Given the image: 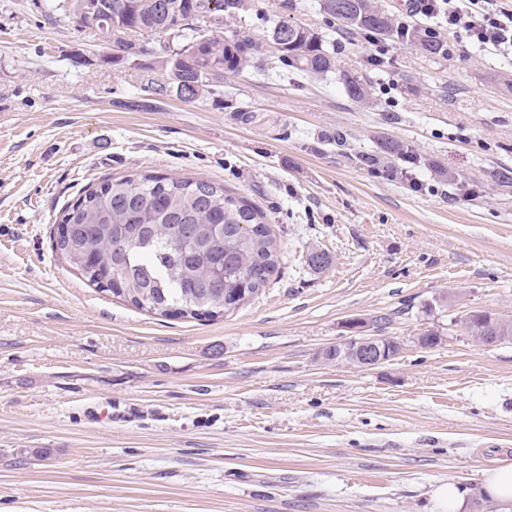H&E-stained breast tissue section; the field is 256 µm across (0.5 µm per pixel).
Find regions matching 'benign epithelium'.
Returning <instances> with one entry per match:
<instances>
[{"label": "benign epithelium", "mask_w": 512, "mask_h": 512, "mask_svg": "<svg viewBox=\"0 0 512 512\" xmlns=\"http://www.w3.org/2000/svg\"><path fill=\"white\" fill-rule=\"evenodd\" d=\"M346 328L358 335L323 350V353L335 356L340 365L356 363L363 369L376 367L392 360L394 351L401 347L394 338L375 333L365 320H350Z\"/></svg>", "instance_id": "1"}]
</instances>
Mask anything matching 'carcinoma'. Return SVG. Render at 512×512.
<instances>
[{
  "instance_id": "carcinoma-1",
  "label": "carcinoma",
  "mask_w": 512,
  "mask_h": 512,
  "mask_svg": "<svg viewBox=\"0 0 512 512\" xmlns=\"http://www.w3.org/2000/svg\"><path fill=\"white\" fill-rule=\"evenodd\" d=\"M107 8L96 23L97 35L125 57L156 52L153 40L169 37L178 45L163 56L166 81L142 87L149 101L179 95V81L194 79L193 101L224 93L210 75L260 69L263 45L250 38L224 37V22L248 8L247 0H65L60 9L84 22L88 3ZM319 8L337 20L346 35L375 41L401 39V22L373 0H319ZM270 37L280 67L307 79L339 75L350 100L371 102L366 79L336 68V43L298 23L275 22ZM405 42L431 58L448 56V42L413 28ZM193 51L199 76L175 73L178 57ZM362 166L387 171L395 162L425 164L409 144L385 137L374 149L355 156ZM63 224L85 230L53 245V250L90 285L102 292L119 275L117 296L155 316L200 319L215 309L233 313L262 293L280 264L277 236L264 215L224 186L175 176L141 174L106 179L90 187L63 211ZM224 278L222 287L214 281ZM463 333L484 346L512 337V318L466 315Z\"/></svg>"
}]
</instances>
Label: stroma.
I'll list each match as a JSON object with an SVG mask.
<instances>
[{
    "instance_id": "35a3bbf8",
    "label": "stroma",
    "mask_w": 512,
    "mask_h": 512,
    "mask_svg": "<svg viewBox=\"0 0 512 512\" xmlns=\"http://www.w3.org/2000/svg\"><path fill=\"white\" fill-rule=\"evenodd\" d=\"M44 3L0 0V512H437L433 486L475 493L512 461V343L453 324L512 317V60L442 22L451 51L432 59L341 37L317 0H251L224 35L262 43V71L225 75L219 99L148 103L164 43L122 57ZM283 20L334 39L374 105L333 75L280 74ZM380 136L432 161L417 187L353 162ZM145 173L263 212L281 262L261 295L162 318L53 251L88 187ZM312 247L328 267L307 265ZM382 317L394 360L320 359L346 320ZM429 330L444 342L420 347Z\"/></svg>"
}]
</instances>
